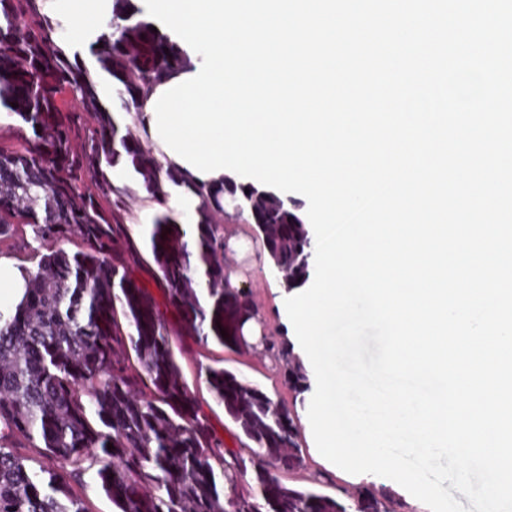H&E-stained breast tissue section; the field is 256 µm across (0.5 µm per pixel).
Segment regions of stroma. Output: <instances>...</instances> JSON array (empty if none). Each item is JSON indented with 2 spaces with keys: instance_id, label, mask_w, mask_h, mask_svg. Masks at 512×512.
Masks as SVG:
<instances>
[{
  "instance_id": "stroma-1",
  "label": "stroma",
  "mask_w": 512,
  "mask_h": 512,
  "mask_svg": "<svg viewBox=\"0 0 512 512\" xmlns=\"http://www.w3.org/2000/svg\"><path fill=\"white\" fill-rule=\"evenodd\" d=\"M126 187L133 199L131 211L126 219L135 243L143 257H150L151 252L146 234L158 205L143 201V191L136 182H127ZM241 268L243 276L254 297L261 307L262 335L275 341H282L288 335V326L283 319L281 306L288 296L284 281L274 266L262 262L243 260ZM173 328L171 343L174 354L181 366L184 380L192 396L208 416L213 429L221 436L227 447L243 448L248 446V439L235 427L225 415L224 408L219 405L210 393L205 380L200 375L201 368L211 366L224 368L238 377L258 385L272 399L295 407L298 415L308 412L312 398L311 393H298L288 380V373L282 363L271 362L270 358L257 355H240L216 344L201 345L194 337L178 332L176 316H169ZM298 442L303 450L304 465L294 475L286 477L285 482L294 486H307L314 482L316 471H323L325 477L318 482L322 492L336 498H343L345 492L354 491L361 485H374L385 489L395 499V512H430L428 506L417 501L398 484L383 477L351 476L339 469L323 468L317 460L307 438L306 432H299Z\"/></svg>"
}]
</instances>
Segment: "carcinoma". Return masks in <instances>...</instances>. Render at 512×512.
<instances>
[{"mask_svg":"<svg viewBox=\"0 0 512 512\" xmlns=\"http://www.w3.org/2000/svg\"><path fill=\"white\" fill-rule=\"evenodd\" d=\"M154 26L134 0H112V21L89 39L87 60L43 0H0V108L21 122L20 136L0 139V245L28 226L38 258L20 302L0 311V512H89L73 488L88 473L119 512H392L389 495L371 485L346 503L282 482L303 464L285 403L206 368L214 397L253 443L233 449L188 391L166 312L132 273L141 257L114 176L136 179L159 205L179 190L198 199L192 232L165 211L149 241L168 307L202 345L245 349L241 326L257 313L251 290L224 285L228 198L242 202L291 286L307 281L309 264L298 258L307 244L294 206L252 187L203 183L144 145V102L192 67ZM103 76L141 132L120 126ZM70 241L73 253L60 247ZM264 352L285 362L298 390L309 389L284 344L268 340ZM20 440L39 449V469L15 451Z\"/></svg>","mask_w":512,"mask_h":512,"instance_id":"carcinoma-1","label":"carcinoma"}]
</instances>
